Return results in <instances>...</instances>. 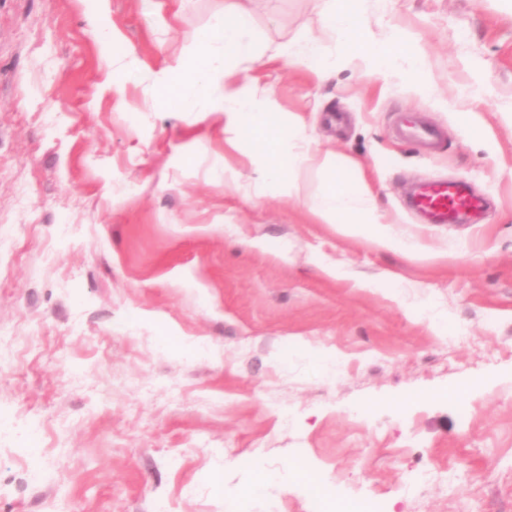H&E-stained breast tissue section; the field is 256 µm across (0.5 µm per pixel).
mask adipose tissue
<instances>
[{
    "label": "adipose tissue",
    "instance_id": "obj_1",
    "mask_svg": "<svg viewBox=\"0 0 512 512\" xmlns=\"http://www.w3.org/2000/svg\"><path fill=\"white\" fill-rule=\"evenodd\" d=\"M366 0H323L327 27L336 39V54L323 57L318 47L284 49L285 62L303 63L319 78H327L337 64L360 70L363 75L391 74L399 62L410 71L423 73L425 57L401 31H393L386 40H365L363 14ZM252 0H224V10L209 31L197 36L199 46L192 61L176 60L168 75L160 78L161 102L169 110L180 112L209 107L211 90L225 79L231 61L242 60L253 66L265 65L264 52L252 22ZM223 110L240 131V140L248 153L263 166L265 188L273 193L291 194L292 181L287 172L301 168L309 160L307 151L292 144V123L283 121L275 101L257 98L245 84L224 96ZM319 167L326 180L309 209L325 224H335L352 237L385 249L396 248L382 225V215L369 184L360 176L345 174L335 154L321 153Z\"/></svg>",
    "mask_w": 512,
    "mask_h": 512
}]
</instances>
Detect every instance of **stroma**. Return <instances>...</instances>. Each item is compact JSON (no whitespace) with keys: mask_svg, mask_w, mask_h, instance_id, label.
Here are the masks:
<instances>
[{"mask_svg":"<svg viewBox=\"0 0 512 512\" xmlns=\"http://www.w3.org/2000/svg\"><path fill=\"white\" fill-rule=\"evenodd\" d=\"M321 6L253 0L267 65L172 112L156 77L224 0H100L109 54L88 0H0V512H512V0H368L426 100L284 64L335 55ZM243 82L363 173L400 249L319 223L313 166L257 195L219 108ZM408 108L434 149L395 135ZM431 177L487 209L425 223L405 195Z\"/></svg>","mask_w":512,"mask_h":512,"instance_id":"obj_1","label":"stroma"}]
</instances>
